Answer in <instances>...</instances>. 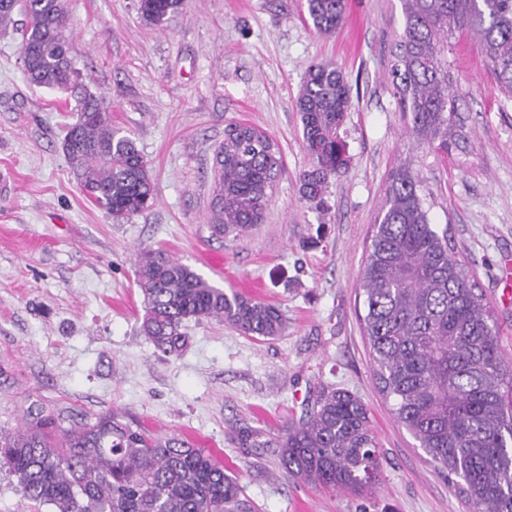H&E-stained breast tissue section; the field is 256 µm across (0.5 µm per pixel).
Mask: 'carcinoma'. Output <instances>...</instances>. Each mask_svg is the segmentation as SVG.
Returning <instances> with one entry per match:
<instances>
[{"label":"carcinoma","instance_id":"cac0c4a2","mask_svg":"<svg viewBox=\"0 0 512 512\" xmlns=\"http://www.w3.org/2000/svg\"><path fill=\"white\" fill-rule=\"evenodd\" d=\"M402 31L388 76L409 137L435 159L463 138L465 118L448 71V48L476 43L494 88L512 100V0H400ZM185 0H139L141 17L163 24ZM310 27L330 35L345 22V0H306ZM22 26L29 80L71 90L76 120L62 149L83 192L115 222L150 208L155 186L130 136L112 126L102 96L78 81L64 0H0V29ZM350 102L343 72L308 67L296 108L311 166L300 194L320 202L348 162L338 131ZM218 234H240L263 221L281 162L262 130L233 123L215 151ZM420 162L408 155L388 177L361 277L360 315L379 389L392 413L437 472L464 496L470 512H512V374L505 367L490 307L425 206ZM146 314L141 333L167 355L187 343L185 322L216 320L245 336H282L277 307L208 283L163 251L137 257ZM52 418L0 428V466L25 497L51 512H234L239 483L224 463L186 438L152 434L105 414L54 433ZM282 471L315 487L366 495L380 461L367 405L346 390L322 392L306 419L276 441Z\"/></svg>","mask_w":512,"mask_h":512}]
</instances>
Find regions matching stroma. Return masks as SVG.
Segmentation results:
<instances>
[{
    "instance_id": "35a3bbf8",
    "label": "stroma",
    "mask_w": 512,
    "mask_h": 512,
    "mask_svg": "<svg viewBox=\"0 0 512 512\" xmlns=\"http://www.w3.org/2000/svg\"><path fill=\"white\" fill-rule=\"evenodd\" d=\"M323 37L306 0H187L160 26L138 0H66L72 58L105 97L112 124L149 164L153 206L113 223L62 150L70 92L32 85L19 31H0V427L41 412L62 425L117 411L221 455L244 488L245 512H469L393 418L372 372L356 291L388 175L408 153L409 118L388 80L400 0H346ZM464 97L467 140L422 175L435 224L495 318L512 355V101L495 91L474 42L448 56ZM341 67L351 105L339 135L348 164L323 204L302 199L310 166L296 98L310 64ZM248 123L281 151L263 223L217 237L216 148ZM163 249L210 284L278 306L286 334L260 341L212 320L164 357L142 336L138 253ZM370 410L382 468L375 492L319 491L285 476L268 448L238 434L284 432L324 390Z\"/></svg>"
}]
</instances>
